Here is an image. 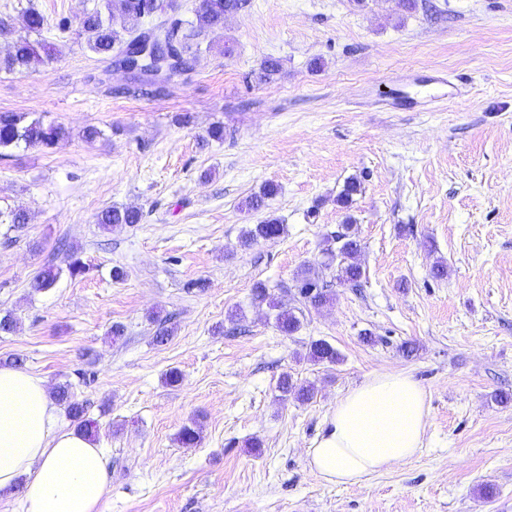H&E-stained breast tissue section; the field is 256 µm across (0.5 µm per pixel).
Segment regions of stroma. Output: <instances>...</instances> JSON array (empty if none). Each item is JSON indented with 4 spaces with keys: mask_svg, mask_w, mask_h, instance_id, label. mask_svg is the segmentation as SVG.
I'll use <instances>...</instances> for the list:
<instances>
[{
    "mask_svg": "<svg viewBox=\"0 0 512 512\" xmlns=\"http://www.w3.org/2000/svg\"><path fill=\"white\" fill-rule=\"evenodd\" d=\"M30 2L60 53L0 72V112L70 136L0 158V212L28 215L18 231L0 225V312L16 319L0 366L20 359L86 403L112 470L105 512H512V400L496 399L512 396V0H250L160 93L87 49L76 19L97 0H0V20L19 25ZM271 58L279 71L255 82ZM218 123L223 141L208 140ZM89 126L102 132L92 143ZM270 182L277 195L247 210ZM111 205L144 219L102 229ZM269 216L285 234L241 247ZM346 223L361 288L325 272L333 302L282 335L251 305L253 285L282 297ZM62 238L87 276L65 272ZM50 261L59 281L34 290ZM159 315L174 329L163 344ZM318 339L339 362L308 360ZM385 372L429 395L421 451L360 484L325 483L309 448L337 400ZM285 373L316 397L282 399ZM194 420L202 440L182 446Z\"/></svg>",
    "mask_w": 512,
    "mask_h": 512,
    "instance_id": "35a3bbf8",
    "label": "stroma"
}]
</instances>
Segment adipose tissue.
Listing matches in <instances>:
<instances>
[{"label":"adipose tissue","mask_w":512,"mask_h":512,"mask_svg":"<svg viewBox=\"0 0 512 512\" xmlns=\"http://www.w3.org/2000/svg\"><path fill=\"white\" fill-rule=\"evenodd\" d=\"M429 418L412 376L376 373L336 403L308 450L313 473L350 486L412 459ZM110 483L101 448L58 426L45 380L0 367V489L19 488L25 512H103Z\"/></svg>","instance_id":"1"}]
</instances>
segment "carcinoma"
<instances>
[{
    "mask_svg": "<svg viewBox=\"0 0 512 512\" xmlns=\"http://www.w3.org/2000/svg\"><path fill=\"white\" fill-rule=\"evenodd\" d=\"M249 0H199L195 9V19L190 28H183L181 19L175 16V0H101V3L85 11L77 24L85 39L87 48L105 62H112V54L123 47L138 32L142 21L150 14L163 16L159 23L167 26L166 39L176 40L184 70L191 69V64L199 52L197 39L203 34L215 33L224 29L227 16L241 12ZM122 18V29L114 27V17ZM45 23L43 14L34 6H29L21 14V33H15L8 23H0V36H11V42L5 52H0V71L14 72L27 69L36 63L53 59L58 53L57 47L39 39L31 38L34 33L42 31ZM68 137L67 130L58 124L44 123L41 119L26 121V116L13 112L0 113V151L24 146L26 148H53ZM277 194V186L268 183L262 191L246 201L249 209H258L265 200ZM143 211L137 206L112 205L97 214V223L103 227L130 226L141 223ZM285 226L274 217H267L258 224L247 225L241 233V242L250 246L260 240L268 241L281 237ZM361 251V242L353 225L346 224L343 231L336 233L327 241L323 254L327 258L325 267L338 262L340 266L337 279L353 288L360 286L363 272L360 265L353 263L352 256ZM60 270L48 265L38 271L33 278V288L45 291L55 286ZM306 307L318 310L327 305L333 294L327 281L310 267L301 269L296 276L295 293ZM267 305L276 310L275 324L277 329L291 336L302 327V314L287 303L274 298L269 287L258 282L252 289L251 305L260 307ZM310 358L315 362L335 363L339 353L325 340L311 342ZM279 387L283 395H294L301 401H309L314 397L315 387L311 384L297 385L291 375H282ZM55 400L66 410L68 417L76 422L79 432L91 436L96 422L85 418L86 405L71 399L70 385L57 387Z\"/></svg>",
    "mask_w": 512,
    "mask_h": 512,
    "instance_id": "1",
    "label": "carcinoma"
}]
</instances>
